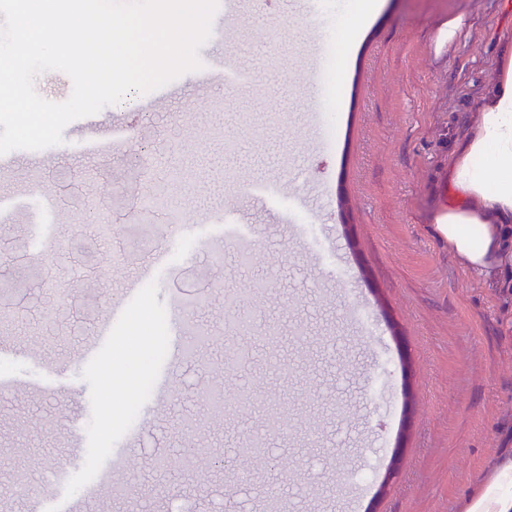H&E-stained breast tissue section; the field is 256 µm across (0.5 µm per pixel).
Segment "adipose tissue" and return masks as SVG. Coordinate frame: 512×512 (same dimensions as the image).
Instances as JSON below:
<instances>
[{"label":"adipose tissue","mask_w":512,"mask_h":512,"mask_svg":"<svg viewBox=\"0 0 512 512\" xmlns=\"http://www.w3.org/2000/svg\"><path fill=\"white\" fill-rule=\"evenodd\" d=\"M472 132L448 162V209L435 227L449 253L477 275L512 272V44ZM461 512H512V456L496 461Z\"/></svg>","instance_id":"adipose-tissue-1"}]
</instances>
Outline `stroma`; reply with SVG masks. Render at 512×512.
Segmentation results:
<instances>
[{
  "label": "stroma",
  "instance_id": "35a3bbf8",
  "mask_svg": "<svg viewBox=\"0 0 512 512\" xmlns=\"http://www.w3.org/2000/svg\"><path fill=\"white\" fill-rule=\"evenodd\" d=\"M352 0H325L320 16L297 0H239L224 48L250 75L247 85L188 87L182 97L140 108L132 94L95 114L119 119L131 136L109 156L82 152L77 123L56 153L13 151L0 168V200L19 207L0 222V281L26 265L40 276L36 304L0 324V378L47 376L39 391L0 390V512H32L55 491L56 464L73 433L84 448L70 477L91 480L111 465L126 434L138 439L136 466L117 472L128 493L102 488L78 497L77 512H263L278 491L288 512H459L490 464L512 450V290L466 270L439 238L448 206V162L482 104L500 45L512 41L506 0H381L348 48L336 22ZM467 20L454 45H438L441 21ZM338 69L339 101L313 89V64ZM149 167L138 191L162 184L182 221L110 210L113 241L74 201L126 173L133 156ZM279 182L263 199L242 185ZM67 202L40 222L43 185ZM307 198L296 207L295 195ZM238 210L257 248L239 263L220 219ZM294 211L300 225L282 222ZM356 254L337 267L333 242ZM168 256L145 286L135 318L144 325L146 365L120 418L102 380L122 365L129 327L91 362L85 347L98 321L124 297L130 276L155 252ZM244 300L255 336L240 367L215 347L181 369L166 397L153 374L169 350L170 304L207 335L225 333L224 290ZM231 388L222 417L192 439L226 457L207 475L161 472V451L183 448L182 419L201 413L216 383ZM253 400L249 411L236 396ZM281 416L270 445L279 464L251 474L235 455L252 433ZM28 469L29 487L13 483Z\"/></svg>",
  "mask_w": 512,
  "mask_h": 512
}]
</instances>
